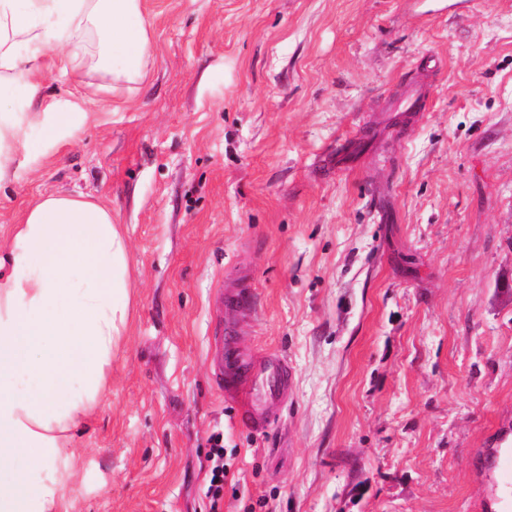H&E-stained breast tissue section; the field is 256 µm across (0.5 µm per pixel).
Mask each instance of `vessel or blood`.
I'll list each match as a JSON object with an SVG mask.
<instances>
[{
  "mask_svg": "<svg viewBox=\"0 0 512 512\" xmlns=\"http://www.w3.org/2000/svg\"><path fill=\"white\" fill-rule=\"evenodd\" d=\"M227 308L241 312L252 308L249 278L224 294ZM221 353L216 360L215 380L227 399L238 406L240 423L257 432L267 428L274 410L291 384L288 360L280 354L257 357L243 350L235 339L233 326H226L216 338Z\"/></svg>",
  "mask_w": 512,
  "mask_h": 512,
  "instance_id": "1",
  "label": "vessel or blood"
}]
</instances>
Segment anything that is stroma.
Masks as SVG:
<instances>
[{"label": "stroma", "mask_w": 512, "mask_h": 512, "mask_svg": "<svg viewBox=\"0 0 512 512\" xmlns=\"http://www.w3.org/2000/svg\"><path fill=\"white\" fill-rule=\"evenodd\" d=\"M135 90L0 185V240L82 192L126 235L111 384L74 512H512V0H142ZM418 94L419 111L398 112ZM292 390L261 433L214 382V303ZM248 276L240 279L235 288H229L224 294V306L240 312H248L252 309V290ZM211 447L208 459L211 462L207 495L210 498L211 512H220L224 500V439L223 434L217 433L210 437Z\"/></svg>", "instance_id": "obj_1"}]
</instances>
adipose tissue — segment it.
<instances>
[{
	"instance_id": "ef3b65f1",
	"label": "adipose tissue",
	"mask_w": 512,
	"mask_h": 512,
	"mask_svg": "<svg viewBox=\"0 0 512 512\" xmlns=\"http://www.w3.org/2000/svg\"><path fill=\"white\" fill-rule=\"evenodd\" d=\"M45 54L74 77L96 73L91 95L140 83L153 54L142 0H0V184L88 118L46 96ZM128 268L111 210L82 193L39 197L0 245V512H70L73 438L110 382Z\"/></svg>"
}]
</instances>
